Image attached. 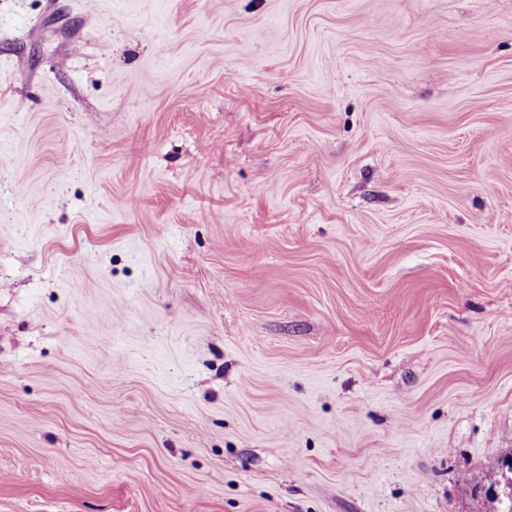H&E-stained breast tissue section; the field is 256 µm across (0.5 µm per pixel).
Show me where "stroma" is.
Returning a JSON list of instances; mask_svg holds the SVG:
<instances>
[{
  "label": "stroma",
  "instance_id": "obj_1",
  "mask_svg": "<svg viewBox=\"0 0 512 512\" xmlns=\"http://www.w3.org/2000/svg\"><path fill=\"white\" fill-rule=\"evenodd\" d=\"M512 0H0V512H502Z\"/></svg>",
  "mask_w": 512,
  "mask_h": 512
}]
</instances>
